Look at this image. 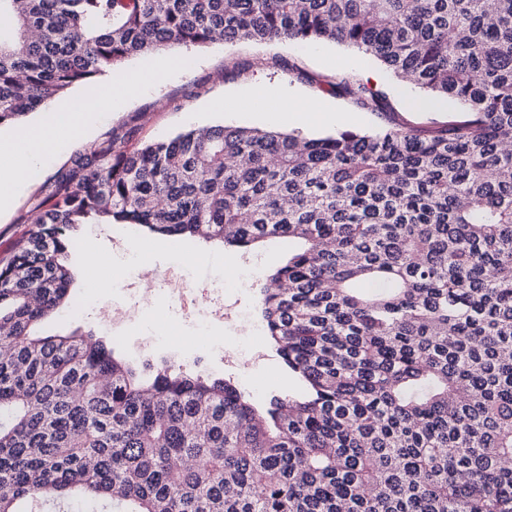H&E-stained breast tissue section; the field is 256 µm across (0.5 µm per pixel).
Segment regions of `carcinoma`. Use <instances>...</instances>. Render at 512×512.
Listing matches in <instances>:
<instances>
[{"label": "carcinoma", "instance_id": "obj_1", "mask_svg": "<svg viewBox=\"0 0 512 512\" xmlns=\"http://www.w3.org/2000/svg\"><path fill=\"white\" fill-rule=\"evenodd\" d=\"M0 127L176 47L329 41L465 116L309 138L223 123L77 155L0 264V512H512V0H0ZM370 112L387 95L341 78ZM87 224L298 243L257 285L304 393L37 325ZM29 507L33 512H115L111 506H105L102 508L97 504L96 510L99 511H76V510H91L88 509L81 502H64V501H39L32 502ZM101 510V511H100Z\"/></svg>", "mask_w": 512, "mask_h": 512}]
</instances>
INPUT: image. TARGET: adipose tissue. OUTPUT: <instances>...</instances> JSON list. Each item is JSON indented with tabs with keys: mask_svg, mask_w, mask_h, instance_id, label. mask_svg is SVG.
<instances>
[{
	"mask_svg": "<svg viewBox=\"0 0 512 512\" xmlns=\"http://www.w3.org/2000/svg\"><path fill=\"white\" fill-rule=\"evenodd\" d=\"M278 91L260 88L238 97L233 102L234 112H250L263 106L268 121H280L284 112H291L294 119L309 124L323 120L324 115L316 105L294 97L288 109H281ZM109 104V97L101 92L80 96L69 103L51 107L49 118L23 126L8 139L0 140L1 156H18V165L0 164V210L7 209L14 191L26 180L27 172L40 165L55 149L58 142L85 138L86 129Z\"/></svg>",
	"mask_w": 512,
	"mask_h": 512,
	"instance_id": "adipose-tissue-1",
	"label": "adipose tissue"
}]
</instances>
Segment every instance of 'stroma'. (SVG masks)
I'll list each match as a JSON object with an SVG mask.
<instances>
[{"instance_id":"35a3bbf8","label":"stroma","mask_w":512,"mask_h":512,"mask_svg":"<svg viewBox=\"0 0 512 512\" xmlns=\"http://www.w3.org/2000/svg\"><path fill=\"white\" fill-rule=\"evenodd\" d=\"M182 55L180 69L104 110L92 125L88 140L61 143L44 165L30 170L27 184L15 191L10 208L0 213V261L8 259L14 244L25 236L33 208L46 196L52 180L70 168L75 153L90 151L111 132L131 127L138 128V137L144 141L164 140L194 127L228 120L236 126L266 127V120L258 114L235 118L229 115L233 99L260 84L343 114L349 119L348 129L356 131L375 132L401 121L428 131L452 118L447 107H421L423 93L417 86L401 81L361 52L343 45L322 43L312 53L304 45L288 42H239L191 47L183 50ZM340 75L363 83L373 82L375 88L388 95L393 113L368 112L349 99L332 94L329 84ZM116 239L140 243L144 257L153 263L156 272L154 302L142 305L134 317L116 329L122 356L134 361L146 353L154 362L172 358L187 370L237 380L248 378L247 388L254 403L260 406L271 396L300 391L298 380L272 349L255 310L256 282L285 262L292 248L291 242L282 239L265 242L254 254L259 262L256 272L247 273L240 268L241 254L218 242L168 237L163 247L158 248L154 245L155 235L133 232L124 224L86 225L71 257L76 270V304L41 322L38 333H63L77 325L95 328V320L83 304L88 299L98 300L95 283L99 276H112V269H98L94 262L111 255ZM177 252L192 277V291L181 299L170 297L165 290L167 279L176 270L173 255ZM201 254L210 255V262L198 263ZM218 279L248 310L245 322L231 319L220 330L229 341H244L254 354L255 359L245 372L239 369L237 361L214 358L195 337L191 317L202 307Z\"/></svg>"}]
</instances>
